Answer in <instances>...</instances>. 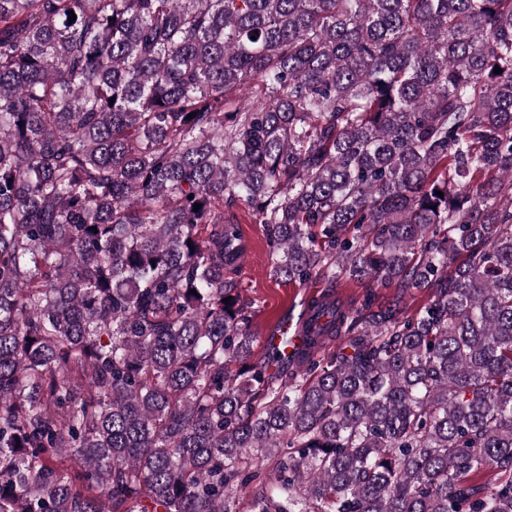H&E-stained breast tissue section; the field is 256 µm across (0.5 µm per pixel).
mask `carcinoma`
Here are the masks:
<instances>
[{
    "mask_svg": "<svg viewBox=\"0 0 512 512\" xmlns=\"http://www.w3.org/2000/svg\"><path fill=\"white\" fill-rule=\"evenodd\" d=\"M240 210L274 278L364 286L277 375ZM254 484L512 512V0H0V512Z\"/></svg>",
    "mask_w": 512,
    "mask_h": 512,
    "instance_id": "1",
    "label": "carcinoma"
}]
</instances>
